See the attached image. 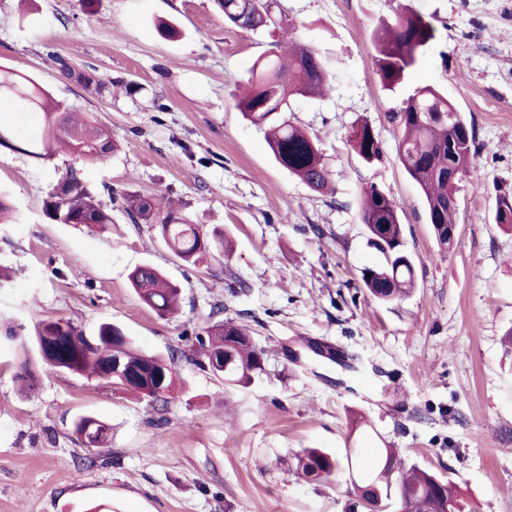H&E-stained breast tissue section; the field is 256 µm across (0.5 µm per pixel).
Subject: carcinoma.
<instances>
[{"label":"carcinoma","instance_id":"obj_1","mask_svg":"<svg viewBox=\"0 0 512 512\" xmlns=\"http://www.w3.org/2000/svg\"><path fill=\"white\" fill-rule=\"evenodd\" d=\"M224 21L243 30L293 29L290 20L275 17L269 0H217ZM433 37V28L420 15L405 11L391 23H384L373 34L375 71L382 87L395 91L409 70L416 65L422 47ZM327 75L317 48L307 42H292L288 57L278 55L257 60L247 91L236 102L237 109L251 124L264 130L274 160L310 189L323 192L330 187L331 174L313 138L288 117L291 100L321 94ZM16 112L39 111L44 127L40 138L19 146L0 130V147L20 151L39 161L56 155L64 145L72 154L91 161H102L118 150V145L89 116L64 105L33 79L10 69H0V104ZM402 130L398 157L425 196L428 223L439 247L448 249L453 241L448 231L456 227L460 183L474 168L478 153L474 136L462 113L448 97L426 85L402 102L392 113ZM349 143L368 166L383 159L382 144L372 125L363 120L353 126ZM60 179L65 181L63 197L50 192L44 201L48 218L58 224H81L91 234L102 236L112 231V213L83 180L80 170L68 166ZM126 212L134 224H152L167 248L179 259L200 266L215 255L226 253L224 232L205 230L164 205L152 192H138L124 198ZM359 219L365 225L370 244L384 257V264L361 271V283L380 302L401 301L414 288V266L404 249L403 224L398 203L372 184L363 192ZM495 222L512 231V193L495 197ZM130 287L142 302L159 317L178 311L180 288L151 264L134 268ZM225 307L212 306L205 327L195 333L196 346L205 359L204 367L224 379L229 387H246L264 370L266 352L257 346L247 329L237 320L221 317ZM66 328L68 360L40 351L38 340L54 328ZM21 358L14 374L20 391L26 395L37 388L41 374L63 371L78 376L105 379L106 361L121 359L126 369L139 373L153 384L155 375L166 372V383L150 402L166 404L174 385V358L147 354L140 350L120 327L101 324L87 336L71 320L43 319L34 334L19 336L10 332ZM336 457L319 448H306L298 457V469L310 479L329 476L337 467ZM358 498L368 512H384L387 501L395 499L399 512H472L455 486L429 470L399 458L386 448L370 460L367 471L356 485Z\"/></svg>","mask_w":512,"mask_h":512}]
</instances>
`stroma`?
<instances>
[{"instance_id": "stroma-1", "label": "stroma", "mask_w": 512, "mask_h": 512, "mask_svg": "<svg viewBox=\"0 0 512 512\" xmlns=\"http://www.w3.org/2000/svg\"><path fill=\"white\" fill-rule=\"evenodd\" d=\"M272 2L326 66L329 90L294 100L292 119L321 150L329 193L279 166L235 106L254 62L283 53L286 38L225 24L217 0H91L86 9L0 0V67L89 113L120 145L103 161L0 151V190L14 207L0 224L10 276L0 289V512H364L346 459L367 461L380 448L452 481L475 512H512V232L494 219L497 189L512 192V0ZM405 9L434 37L393 95L375 73L372 33ZM166 25L174 37L162 35ZM60 57L96 85L64 76ZM425 85L462 111L479 154L445 252L397 158L390 118ZM361 120L383 145L373 167L347 143ZM71 162L111 207L112 233L46 216L43 201ZM370 182L400 205L415 265L416 288L397 302H376L361 286L362 269L383 261L359 219ZM145 190L193 223L223 228L230 258L185 264L155 228L132 223L123 198ZM145 263L180 287L177 315L159 318L130 288V271ZM216 303L268 352L250 387L225 389L192 352ZM49 317L88 336L110 322L144 352L174 355L166 407L66 374L42 375L21 396L3 327L29 331ZM309 341L357 355L358 372L285 356ZM82 415L112 428L93 464L72 428ZM307 448L338 459L329 478L302 476L297 457Z\"/></svg>"}]
</instances>
